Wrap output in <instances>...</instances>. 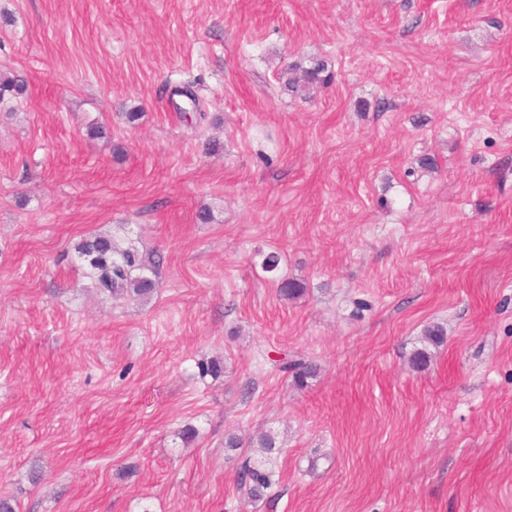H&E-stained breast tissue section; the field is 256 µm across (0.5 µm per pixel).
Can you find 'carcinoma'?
I'll return each mask as SVG.
<instances>
[{"mask_svg":"<svg viewBox=\"0 0 512 512\" xmlns=\"http://www.w3.org/2000/svg\"><path fill=\"white\" fill-rule=\"evenodd\" d=\"M326 66L316 62L313 66L301 70V77L290 80L293 88H307L321 84L329 79L325 75ZM125 225H118V231L110 235H99L82 241L76 248L77 261L86 275L95 279L96 287L103 288L115 296H129L138 299L147 298L157 288L155 267L159 262L147 261L140 254L134 242L123 235ZM281 257L276 252L263 256L261 268L275 276L278 281L279 295L284 299H293L304 291L303 283L298 279L277 276ZM283 372L292 373L298 384L312 376L315 368L301 360L279 366ZM275 472L262 467L246 466L240 482L247 495L258 498L273 484Z\"/></svg>","mask_w":512,"mask_h":512,"instance_id":"obj_1","label":"carcinoma"}]
</instances>
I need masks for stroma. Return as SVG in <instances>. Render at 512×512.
<instances>
[{"label": "stroma", "instance_id": "obj_1", "mask_svg": "<svg viewBox=\"0 0 512 512\" xmlns=\"http://www.w3.org/2000/svg\"><path fill=\"white\" fill-rule=\"evenodd\" d=\"M0 72L17 512H512V0H0ZM118 224L160 261L149 299L77 268ZM326 71V66L323 62H315L313 66L304 68L301 70V77L297 79H291V88H295L296 91L301 88H309L310 86L324 83L330 76L323 75ZM281 257L276 252H270L263 256L261 268L266 273H271L278 281L277 288L279 295L284 299H293L301 295L304 291L303 283L298 279H290L276 276L280 267ZM275 472L262 467L245 466L240 482L248 496L259 498L273 484Z\"/></svg>", "mask_w": 512, "mask_h": 512}]
</instances>
